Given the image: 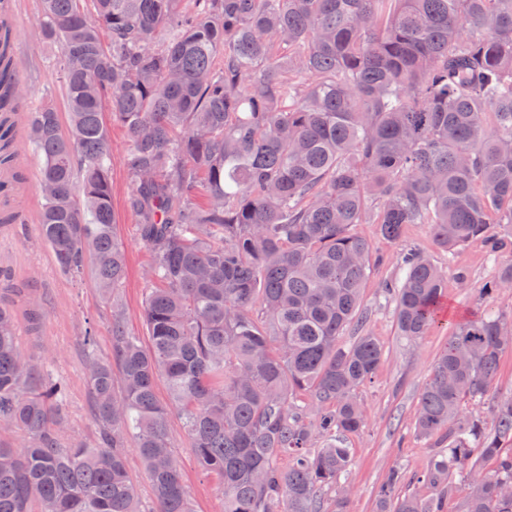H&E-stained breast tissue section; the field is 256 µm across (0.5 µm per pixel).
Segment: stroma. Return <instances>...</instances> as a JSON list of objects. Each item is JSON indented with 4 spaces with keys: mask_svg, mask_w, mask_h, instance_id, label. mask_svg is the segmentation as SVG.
<instances>
[{
    "mask_svg": "<svg viewBox=\"0 0 512 512\" xmlns=\"http://www.w3.org/2000/svg\"><path fill=\"white\" fill-rule=\"evenodd\" d=\"M38 19L39 0H12L16 52L30 101L38 105L50 99L61 109L65 101L59 59L42 42ZM108 129L112 209L127 263L125 280L113 300L101 297L92 269H85L76 277L62 274L41 240L40 160L31 147L22 146L15 169L0 168V183L10 187L8 193L0 194V211H13L22 218L18 224H0V269L10 272L15 282L30 289L28 296L16 302L20 347L42 362L66 389V420L58 430L59 437L88 445L96 442L98 426L87 377L90 358L82 344L86 330L92 327L97 332L98 356L111 357L110 321L113 309L117 308L128 332L138 336L141 343L149 341L144 272L152 253L141 241L137 231L139 219L129 207L133 182L125 165L128 146L124 131L115 122L109 123ZM354 231L371 244L373 255L384 258L381 265L371 268L362 294V309L367 314L365 331L377 339L384 356L375 377L358 391L365 424L359 433L347 439L351 463L341 481L351 489L346 512H376L375 489L396 466L402 467L405 474L400 493L428 495V488L415 481L416 475L428 467L433 453L430 441L417 437L413 428L419 396L453 324L490 312L511 315L512 290L492 297L483 295L482 288L495 276L498 262L488 256L482 243L473 242L454 252H445L435 245L426 224L407 225L402 240L395 245L380 237L377 225L359 224ZM414 249L427 252L447 272L446 318L427 336L410 341L399 335L395 304L384 298L382 290L386 282L403 279L400 257ZM33 306L41 315V330L36 335L30 333L26 316ZM168 432L194 512H224V495L218 481L201 471L180 415L170 414Z\"/></svg>",
    "mask_w": 512,
    "mask_h": 512,
    "instance_id": "35a3bbf8",
    "label": "stroma"
}]
</instances>
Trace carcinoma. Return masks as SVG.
Instances as JSON below:
<instances>
[{
	"label": "carcinoma",
	"instance_id": "carcinoma-1",
	"mask_svg": "<svg viewBox=\"0 0 512 512\" xmlns=\"http://www.w3.org/2000/svg\"><path fill=\"white\" fill-rule=\"evenodd\" d=\"M194 5L40 0L69 130L49 103L28 112L39 235L61 272L92 267L108 298L122 283L107 95L152 251L151 344L112 312V358L88 366L103 445L63 443V386L17 342L14 298L26 288L0 279V422L21 436L0 444V512H143L128 436L155 512H192L172 411L220 483L224 512H320L329 491L344 512V437L364 426L356 393L383 357L371 336L344 341L363 323L370 271L371 246L353 227L377 224L397 244L406 225L428 224L443 249L480 241L512 252V0ZM24 99L13 30L0 20V112L24 110ZM14 139L0 123V166L13 164ZM403 263L387 293L399 334L415 340L441 324L446 275L421 252ZM511 288L512 260L483 293ZM508 328L500 314L454 326L414 416L435 448L417 476L431 494L395 496L397 467L377 491L379 512H512V395L492 393ZM489 397L491 423L464 414ZM124 452L130 475L137 485L143 507L146 509L154 508L155 503L151 492L150 483L143 462L138 454L137 448H134L133 441L131 439L127 440Z\"/></svg>",
	"mask_w": 512,
	"mask_h": 512
}]
</instances>
